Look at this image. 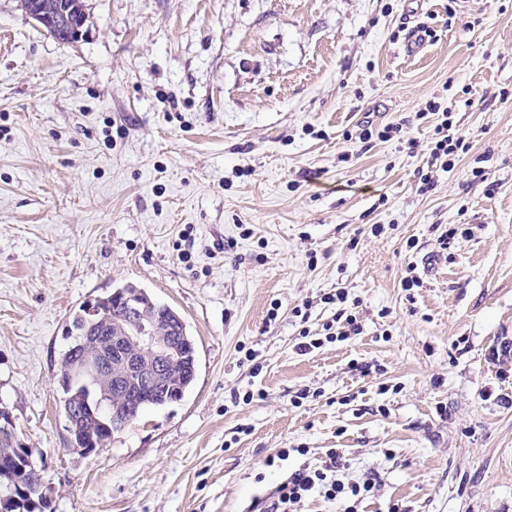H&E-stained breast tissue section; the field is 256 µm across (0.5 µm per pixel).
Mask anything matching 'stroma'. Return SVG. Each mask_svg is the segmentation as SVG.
<instances>
[{
    "instance_id": "stroma-1",
    "label": "stroma",
    "mask_w": 512,
    "mask_h": 512,
    "mask_svg": "<svg viewBox=\"0 0 512 512\" xmlns=\"http://www.w3.org/2000/svg\"><path fill=\"white\" fill-rule=\"evenodd\" d=\"M85 5L62 43L0 0V406L46 512H253L331 448L380 480L355 512H512V0ZM430 101L470 149L427 190ZM124 284L196 377L80 454L65 332ZM339 288L362 333L300 352Z\"/></svg>"
}]
</instances>
